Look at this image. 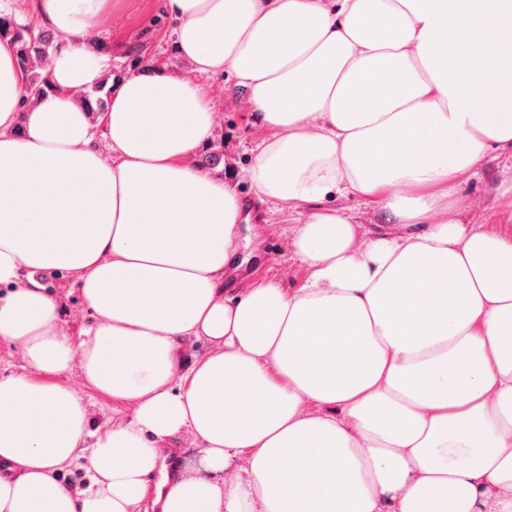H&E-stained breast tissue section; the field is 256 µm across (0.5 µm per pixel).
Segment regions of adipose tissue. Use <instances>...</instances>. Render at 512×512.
<instances>
[{
  "mask_svg": "<svg viewBox=\"0 0 512 512\" xmlns=\"http://www.w3.org/2000/svg\"><path fill=\"white\" fill-rule=\"evenodd\" d=\"M109 4L33 0L64 36L38 98L0 41V340L46 376H0V512H132L182 433L202 463L162 512H512V233L453 217L461 175L512 156V0H166L191 76L118 79ZM224 73L264 134L258 198L309 206L288 291L224 292L241 202L189 162ZM99 86L92 115L75 91ZM63 270L94 316L77 342L40 280ZM190 336L213 349L185 366ZM75 363L133 406L77 496L54 477L88 431L56 380ZM328 203L342 208L353 224H356L358 233L369 236L380 228H388L381 214L370 204H366L352 197H336Z\"/></svg>",
  "mask_w": 512,
  "mask_h": 512,
  "instance_id": "obj_1",
  "label": "adipose tissue"
}]
</instances>
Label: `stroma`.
<instances>
[{
  "instance_id": "obj_1",
  "label": "stroma",
  "mask_w": 512,
  "mask_h": 512,
  "mask_svg": "<svg viewBox=\"0 0 512 512\" xmlns=\"http://www.w3.org/2000/svg\"><path fill=\"white\" fill-rule=\"evenodd\" d=\"M176 19L164 9V0H111L109 10L96 25L112 55L114 77L134 72L136 67L168 64L173 70L189 74V66L172 52ZM203 85L215 106L216 125L209 148H220L224 158L212 167V175L229 179L242 203L256 205L261 225H250L242 241L239 258L224 269V285L228 290L243 292L260 281H273L290 289L300 285L307 276L296 260L288 230L298 223L306 204L277 206L258 202L247 177L261 142L260 135L249 125L247 94L228 75L205 78ZM503 160H491L482 176L462 177L460 218L467 224H504L512 226V195L501 187ZM47 292L54 299L60 325L73 341H80L81 332L92 322V313L85 304L76 277L61 271L43 279ZM59 382L73 386L87 401L89 434L86 444H93L96 435L127 421L128 407L112 402L96 391L81 376L79 367L59 375Z\"/></svg>"
}]
</instances>
